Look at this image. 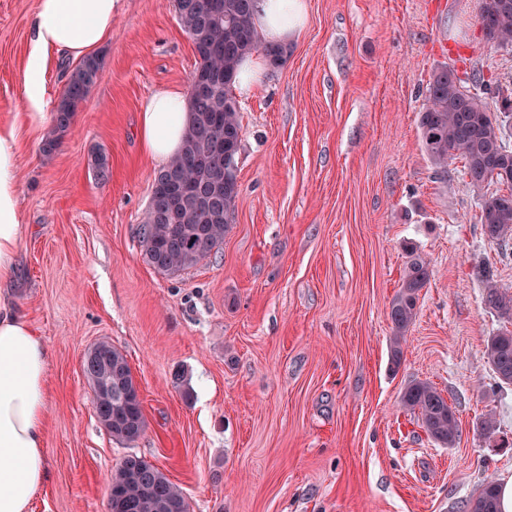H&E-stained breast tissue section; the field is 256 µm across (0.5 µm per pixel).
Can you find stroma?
I'll use <instances>...</instances> for the list:
<instances>
[{
  "label": "stroma",
  "mask_w": 512,
  "mask_h": 512,
  "mask_svg": "<svg viewBox=\"0 0 512 512\" xmlns=\"http://www.w3.org/2000/svg\"><path fill=\"white\" fill-rule=\"evenodd\" d=\"M36 3L0 0V121L20 131L23 227L0 300L51 355V479L30 512H108L130 453L191 512H461L486 477L512 473V386H495L485 356L502 321L482 300L484 272L512 287V259L482 235L461 159L440 178L418 141L441 67L483 72L494 106L512 102V49L487 43L478 0H305L285 61L236 94L232 229L174 275L143 255L158 167L136 138L143 103L188 91L198 66L174 0H117L97 79L49 155L53 123L33 121L24 94ZM413 249L432 273L395 365L390 304ZM101 340L138 384L147 427L130 446L100 423L82 372ZM414 380L455 409L453 447L401 409ZM487 413L488 438L476 428Z\"/></svg>",
  "instance_id": "35a3bbf8"
}]
</instances>
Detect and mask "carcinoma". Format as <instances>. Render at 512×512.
<instances>
[{
	"mask_svg": "<svg viewBox=\"0 0 512 512\" xmlns=\"http://www.w3.org/2000/svg\"><path fill=\"white\" fill-rule=\"evenodd\" d=\"M186 0H175L178 21L191 38L198 66L189 93L190 123L181 151L156 177L166 181L156 205L148 207L139 227L146 261L154 268L176 274L191 268L224 243L231 229L239 194L238 154L243 127L233 96L240 62L262 52L274 67L287 57L282 45L262 41L254 23L255 0H203L212 4L211 16L189 9ZM478 20L486 41L496 48L512 47V0H479ZM100 66L89 57L70 76L57 103L53 136L42 150L51 154L69 132L75 113L93 85ZM473 92L448 67L438 69L428 87L418 129L421 149L436 173L448 177V160H464L467 185L482 197L480 224L491 243L512 241V141L504 121L492 111V82L473 77ZM509 187L508 193L484 192L491 184ZM430 264L414 251L404 269L401 285L391 301L393 334L390 353L401 360L402 345L417 312L420 293L429 282ZM484 304L506 322L512 321V289L490 278ZM97 363L91 369L111 387L97 396L100 422L112 420L108 431L127 445L144 434L146 422L131 368L124 354L107 341L94 345ZM488 363L501 384H512V330L504 326L489 337ZM400 404L417 417L419 426L436 443L452 446L459 437V420L442 393L427 381H413ZM109 512H190L184 493L152 462L142 456H125L112 471ZM467 512H502L497 482L484 481Z\"/></svg>",
	"mask_w": 512,
	"mask_h": 512,
	"instance_id": "1",
	"label": "carcinoma"
}]
</instances>
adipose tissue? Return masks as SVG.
Here are the masks:
<instances>
[{"mask_svg": "<svg viewBox=\"0 0 512 512\" xmlns=\"http://www.w3.org/2000/svg\"><path fill=\"white\" fill-rule=\"evenodd\" d=\"M116 0H37L32 21L25 99L33 117L46 106L43 73L51 54L80 61L112 32ZM255 22L270 44L290 40L305 22L304 0H257ZM188 123L187 96L157 90L138 115V140L151 161H169L181 149ZM20 139L15 124L0 122V285L17 272ZM48 347L24 313L0 305V512H29L50 480L46 461Z\"/></svg>", "mask_w": 512, "mask_h": 512, "instance_id": "obj_1", "label": "adipose tissue"}]
</instances>
